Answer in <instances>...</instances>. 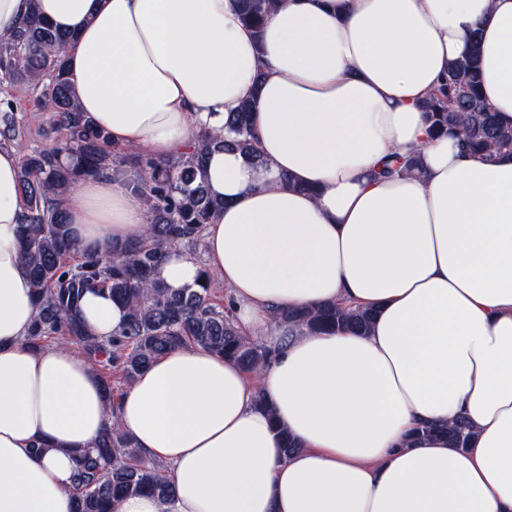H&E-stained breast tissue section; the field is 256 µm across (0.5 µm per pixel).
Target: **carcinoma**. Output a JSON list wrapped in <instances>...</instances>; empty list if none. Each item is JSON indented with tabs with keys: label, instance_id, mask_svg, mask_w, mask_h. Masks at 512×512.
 I'll use <instances>...</instances> for the list:
<instances>
[{
	"label": "carcinoma",
	"instance_id": "obj_1",
	"mask_svg": "<svg viewBox=\"0 0 512 512\" xmlns=\"http://www.w3.org/2000/svg\"><path fill=\"white\" fill-rule=\"evenodd\" d=\"M243 20L259 30L278 0H240ZM67 38L36 14L18 29L0 37V75L25 84L47 113L48 128L64 138L50 147L22 155L19 184L29 210L20 235L21 259L35 288L36 316L27 342L71 343L94 366L115 373L127 384L168 351L196 346L222 355L254 372L268 358L266 350L242 336L223 306L214 300V278L202 270L197 287L174 292L159 277L168 248H192L202 239L220 207L204 183L205 156L216 148L233 149L260 159L253 130L254 102H242L222 136L201 134L189 151L173 160L144 158L111 144L107 133L79 112L67 77L63 47ZM480 44L448 66V78L425 108L432 127L458 136L462 149L486 161L512 153V126L499 120L482 98ZM20 121L11 105L0 109V146L10 144ZM132 176L135 190L146 199L149 222L145 237L100 251L81 249L63 204L71 184L105 171ZM101 288L122 303L127 322L114 338L102 341L81 321L82 294ZM311 331H365L373 313L342 304L309 307L285 314ZM441 433L456 448L469 442L467 422L427 423L417 434ZM147 493L173 496L165 469L145 463L132 440L116 426L105 429L77 466L73 495L75 512H115L123 498Z\"/></svg>",
	"mask_w": 512,
	"mask_h": 512
}]
</instances>
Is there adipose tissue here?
<instances>
[{"mask_svg": "<svg viewBox=\"0 0 512 512\" xmlns=\"http://www.w3.org/2000/svg\"><path fill=\"white\" fill-rule=\"evenodd\" d=\"M33 11L70 34L78 106L115 146L176 158L254 98L261 164L211 152L205 260L169 249L160 276L215 275L268 362L181 347L113 407L74 346L30 347L20 156L0 147V512H73L76 459L112 424L174 486L117 512H512V155L463 153L423 109L477 37L481 93L512 125V0H281L259 32L238 0H0V36ZM407 156L414 171L376 177ZM66 212L84 249L147 228L110 172L74 183ZM331 303L375 309L370 330L284 317ZM80 309L103 340L126 321L98 289ZM458 419L466 449L415 434Z\"/></svg>", "mask_w": 512, "mask_h": 512, "instance_id": "1", "label": "adipose tissue"}]
</instances>
